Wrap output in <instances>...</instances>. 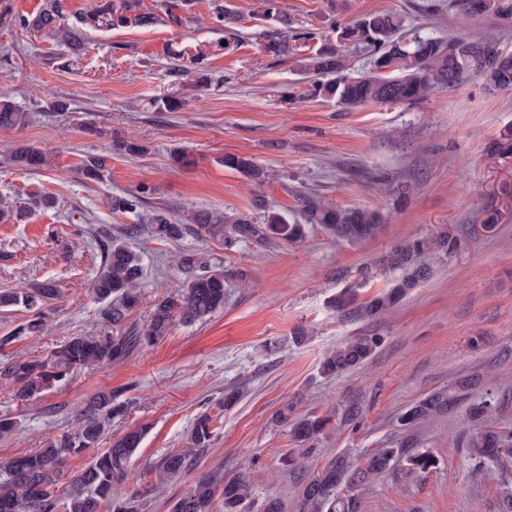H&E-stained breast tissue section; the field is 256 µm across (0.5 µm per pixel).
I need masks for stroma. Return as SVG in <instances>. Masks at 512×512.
Returning <instances> with one entry per match:
<instances>
[{"label":"stroma","instance_id":"stroma-1","mask_svg":"<svg viewBox=\"0 0 512 512\" xmlns=\"http://www.w3.org/2000/svg\"><path fill=\"white\" fill-rule=\"evenodd\" d=\"M179 2L140 0L142 12L158 17L149 27H81L86 50L75 58L56 37L19 25L45 0H9L12 17L0 20V92L28 114L23 128H0V201L21 207L41 195L54 200L0 222V290L47 280L61 289L46 329L1 346L0 365L19 357L42 361L69 337L106 331L90 287L107 237L126 226L140 228L144 274L141 302L125 329L145 326L155 298L182 283L183 254L194 256L197 270L228 275L223 311L176 324L121 362L74 370L40 400L17 405L11 385L0 379V416L16 423L0 437V459L66 431L84 401L109 389L127 411L102 447L130 427H150L129 468V485L146 490L139 512H171L200 474L228 476L245 466L255 487L246 512H262L270 494L293 508L306 471L284 466V458L303 456L320 467L339 453L358 457L402 443L431 451L435 467L421 476L386 474L362 493L360 512H499L508 476L473 475L465 443L468 409L488 392L498 403L493 425L512 429V198L502 192L512 184V156L495 149L512 133V90L489 92L465 74L413 104L348 109L308 97L302 63L334 39L336 28L374 13H394L406 27L476 39L506 54H512V22L432 10L430 0H276L295 27L318 34L278 56L267 48L277 24L263 18V0H226L239 16L230 29L211 19L216 0H187L180 23H170L167 14ZM222 42L227 50H219ZM198 66L212 76L201 89ZM173 93L186 98L182 110L150 107V100ZM59 100L66 110L56 108ZM90 124L104 136L85 133ZM116 135L135 136L145 152H114ZM20 141L47 150L49 166L14 165L10 154ZM175 148L189 153L190 165L172 163ZM228 154L252 157L265 180L225 168ZM92 159L102 164L94 180L81 173ZM143 185L155 189L149 204L113 211V195ZM306 193L341 207L382 210L387 226L354 246L320 229L296 245L276 240L230 249L197 229L176 241L150 233L159 207L176 219L193 208L252 216L261 199L292 218ZM489 211L500 219L488 230L482 219ZM441 230L460 246L429 281L371 322L337 317L330 306L337 290L357 283L365 299L386 287L381 274L360 275L373 257L400 239ZM300 327L307 338L296 345L291 335ZM359 334L380 337L373 356L342 375L324 374L325 353ZM473 376L476 385L460 388ZM235 389L241 397L224 406ZM435 392L447 394V407L419 425L400 424L408 406ZM290 404L296 414L331 418L311 452L276 420ZM204 412L216 418L209 446L195 451L179 476L158 482L157 465L186 448Z\"/></svg>","mask_w":512,"mask_h":512}]
</instances>
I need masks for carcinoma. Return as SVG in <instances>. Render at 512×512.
<instances>
[{
	"instance_id": "carcinoma-1",
	"label": "carcinoma",
	"mask_w": 512,
	"mask_h": 512,
	"mask_svg": "<svg viewBox=\"0 0 512 512\" xmlns=\"http://www.w3.org/2000/svg\"><path fill=\"white\" fill-rule=\"evenodd\" d=\"M448 6L473 17L496 16L512 19V0H449ZM138 0H100L81 17V24L91 28L113 27L131 22L153 23L154 17L137 13ZM281 25L272 37L269 49L275 54L290 53L288 27L292 20L286 13L275 14ZM26 28L46 31L63 40L73 55L84 50L81 32L61 24L59 0H46L32 19L23 18ZM402 20L391 13L368 15L339 29L341 43L353 44L370 56L368 70L354 75L344 74L346 60L335 47L327 46L305 58L304 69L312 74L311 96H326L336 103L354 108L371 103H414L431 92L452 87L459 78L472 73L483 79L485 89H512V55H502L495 48L477 40H444L418 32H402ZM185 100L168 95L150 102L157 112H176ZM25 123V115L6 96L0 97V127L12 128ZM114 150L138 155L145 150L135 138L112 141ZM12 162L25 170H38L48 163L46 152L31 144L17 145ZM224 167L252 179L263 180L265 173L253 158L229 154ZM154 193L143 185L133 193L112 197V209L133 212ZM263 220L258 223L246 216L224 218L205 209H194L186 218L174 220L164 210L152 217L151 235L158 240H178L194 224L213 235L224 236L228 249L242 242H268L284 239L293 244L304 242L308 228L321 227L332 237L359 244L376 237L386 223L385 215L370 208H342L309 195L300 197V219L293 222L266 204H261ZM139 228H125V237L107 245L104 262L96 273L91 288L93 299L102 304L105 322L117 328L129 312L140 303L139 285L143 276L142 256L130 243ZM457 239L447 232L436 236L414 237L399 241L373 265L384 275L388 287L376 295L359 299L357 289L348 287L336 293L333 307L346 322L368 321L395 306L414 288L427 281L432 272L430 260L456 251ZM180 266L188 279L175 292L168 293L152 305L148 323L132 334H80L56 347L44 361L10 362L0 377L10 380L16 389V402L26 405L44 396L53 384L60 383L77 368L108 366L123 361L136 346L152 345L171 331L175 322L204 321L224 309L225 279L222 271L195 272L193 258L186 255ZM60 289L54 281L35 284L22 291H0V308L23 306L33 318L8 336L0 337V346L44 328V320ZM379 344L376 336H355L324 357L325 373L341 375L364 364ZM446 404V397L433 393L410 406L400 420L415 425L436 413ZM496 409L490 400L470 408L473 432L467 442L474 471L479 474L491 467L506 469L512 461V430H499L488 425ZM125 406L116 401L112 391H100L90 397L76 415V425L35 448L0 461V512H138L137 502L143 493L129 489L126 479L129 463L149 431V425L132 428L112 440V445L97 453L71 481L66 493L58 484L65 461L98 445L112 419L122 414ZM278 419L289 425L293 439L307 445L323 434L329 418L312 413L293 417L288 411ZM214 418L205 412L198 415L190 431V447L169 452L162 460L159 480L175 477L187 466L196 448H205L214 433ZM405 459L406 472L425 474L435 467L429 451L405 453L400 448H379L360 459L343 455L331 458L324 466L306 474L299 512H359V491L390 472L395 463ZM254 492L250 472L243 468L230 477L213 472L198 476L194 487L172 507V512H213L216 496H221L224 512H245Z\"/></svg>"
}]
</instances>
